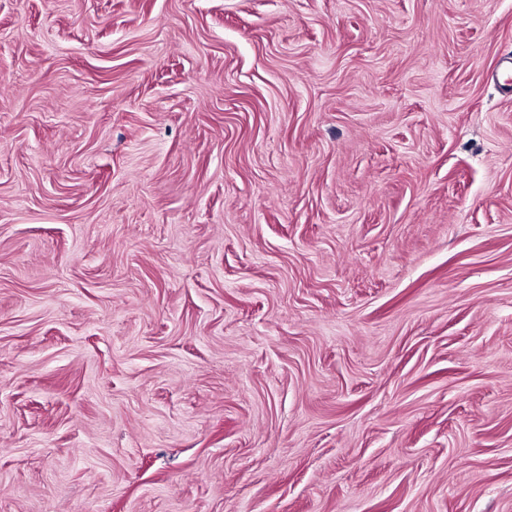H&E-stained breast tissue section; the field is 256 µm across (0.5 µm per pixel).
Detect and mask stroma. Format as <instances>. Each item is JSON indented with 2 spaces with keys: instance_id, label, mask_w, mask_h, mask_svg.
I'll return each instance as SVG.
<instances>
[{
  "instance_id": "35a3bbf8",
  "label": "stroma",
  "mask_w": 512,
  "mask_h": 512,
  "mask_svg": "<svg viewBox=\"0 0 512 512\" xmlns=\"http://www.w3.org/2000/svg\"><path fill=\"white\" fill-rule=\"evenodd\" d=\"M512 0H0V512H512Z\"/></svg>"
}]
</instances>
